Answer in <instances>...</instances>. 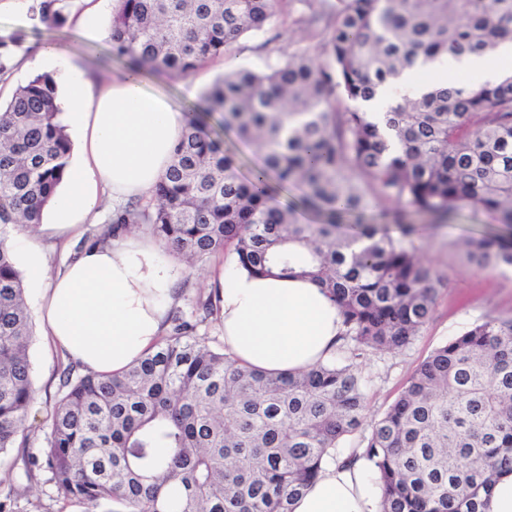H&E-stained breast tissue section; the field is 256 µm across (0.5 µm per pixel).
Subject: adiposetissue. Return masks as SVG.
Masks as SVG:
<instances>
[{"instance_id": "adipose-tissue-1", "label": "adipose tissue", "mask_w": 512, "mask_h": 512, "mask_svg": "<svg viewBox=\"0 0 512 512\" xmlns=\"http://www.w3.org/2000/svg\"><path fill=\"white\" fill-rule=\"evenodd\" d=\"M36 66L53 71L55 104L71 129L75 159L51 208V227L76 230L96 208L99 191L113 200L149 194L168 167L178 140L179 111L148 92L140 74L124 72L111 83H91L83 67L56 46L42 49ZM428 72L454 70L493 81L512 74V42L494 59L442 57ZM180 276L158 244L122 236L85 248L41 293L51 343L86 371L115 374L151 352L161 339L166 308ZM221 297L224 351L239 364L266 374L296 373L327 361L343 331L336 304L302 277L257 275L236 254L216 279ZM379 493L363 461L325 462L292 512H379Z\"/></svg>"}]
</instances>
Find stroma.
<instances>
[{"label": "stroma", "instance_id": "35a3bbf8", "mask_svg": "<svg viewBox=\"0 0 512 512\" xmlns=\"http://www.w3.org/2000/svg\"><path fill=\"white\" fill-rule=\"evenodd\" d=\"M67 3L65 26L60 32L49 33L31 9L33 0H0V39L9 42L14 62L9 76L0 80L1 103L7 102L14 90L35 74V67L29 66L28 61L48 41L71 55L96 80L108 81L127 70V60L111 57L108 41H101L94 49L80 42L76 20L87 9V0H67ZM300 12L301 6L295 0L277 13L265 30L244 36L232 51L206 63L190 77L175 79L159 72H146L148 86L164 92L183 118H190L199 111L203 92L219 76L241 68L266 69L305 47L312 53H321V43L308 39L295 25ZM111 219L112 204L107 201L98 217L83 224L69 240H60L49 230L39 231L38 241L49 271L58 270L63 262L99 238L109 228ZM414 225L418 253L440 280L434 314L407 347L354 358L356 369L366 381L367 408L360 433L341 443L344 451L359 447L362 434L369 432L371 424L381 417L433 349L483 317H512V271L479 269L466 260L459 247L462 239L493 227L491 217L467 210L433 222L418 218ZM224 260V255L219 254L182 271L171 311L191 317L197 297L212 291ZM23 284L29 314L35 321L29 346L34 399L26 417L27 444L0 455V501L6 503L9 512H87L84 504L58 500L46 476L32 480L26 471L28 457L38 454L44 445L53 406L61 394L60 374L68 361L49 343L37 323L39 283L27 277Z\"/></svg>", "mask_w": 512, "mask_h": 512}]
</instances>
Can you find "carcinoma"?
Segmentation results:
<instances>
[{
    "label": "carcinoma",
    "mask_w": 512,
    "mask_h": 512,
    "mask_svg": "<svg viewBox=\"0 0 512 512\" xmlns=\"http://www.w3.org/2000/svg\"><path fill=\"white\" fill-rule=\"evenodd\" d=\"M281 2L120 0L112 52L135 70L187 78L264 30ZM305 2L300 22L326 31L324 56L226 74L201 97L203 111L258 144L261 168L240 179L233 157L189 121L149 197L113 212L98 241L144 226L190 264L231 249L252 273L308 277L336 302L351 355L387 352L431 320L439 280L413 225L393 236L370 216L392 203L418 216L472 208L512 228V76L472 89L443 81L379 114L363 103L418 64L512 41V0H338L331 11ZM66 8L32 5L50 28ZM55 97L44 72L0 106V454L26 444L33 398L32 325L8 240L41 223L71 159ZM268 177L298 189L322 223H300ZM465 245L469 262L512 269L511 232ZM217 311L208 295L195 321L169 316V334L120 375L66 368L28 473L47 472L59 500L90 510L112 500L124 512H291L362 425L365 384L340 349L288 375L239 365L196 334ZM360 458L380 512H483L482 494L512 474V318L487 316L432 350L363 436Z\"/></svg>",
    "instance_id": "1"
}]
</instances>
